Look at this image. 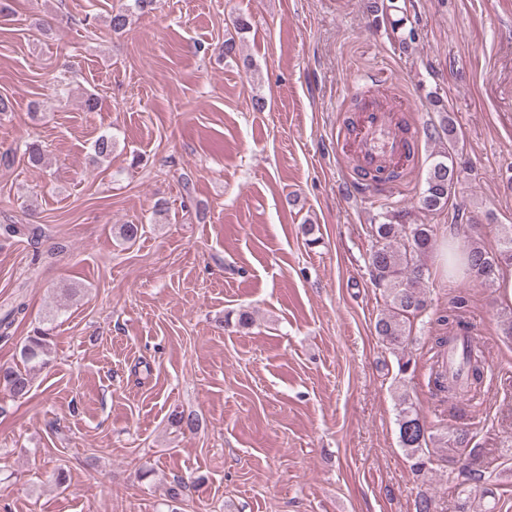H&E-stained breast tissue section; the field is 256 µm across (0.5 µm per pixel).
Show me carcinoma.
Listing matches in <instances>:
<instances>
[{"label":"carcinoma","instance_id":"cac0c4a2","mask_svg":"<svg viewBox=\"0 0 512 512\" xmlns=\"http://www.w3.org/2000/svg\"><path fill=\"white\" fill-rule=\"evenodd\" d=\"M156 0H130L125 7L109 16V27L114 32L124 30L134 13L145 14L153 10ZM440 128L448 136V149L438 152L428 167L423 187L418 193V208L430 215L451 207V223L460 227L470 226L469 236L463 241L466 255L464 277L480 284L496 280L499 266L512 264V225L503 224L499 233V249L486 251L477 239L478 225L471 223L466 209L453 202L460 171L467 169L468 162L454 151V119L441 112ZM112 135L100 136L94 143V155L107 159L112 155ZM372 246L367 263L374 284L381 288L386 298V309L374 324L375 335L396 356L398 375L403 377L416 369V362L406 355L414 320L427 308L423 289L428 268L423 259L434 250L435 225L408 224L399 212L381 215V221L370 225ZM470 298L463 292L448 297V310L436 318L443 331L432 337V348L443 356L448 346L461 339L468 325ZM50 327H36L20 349L23 368H0V386L15 398L25 397L31 389V371L47 364L51 341ZM487 357L478 346H468L465 356L466 379L458 382L448 377L440 363L430 368L429 380L436 394L453 406L464 404L476 408L485 398V372ZM397 424L399 442L411 461L416 477H425L430 471L431 458L426 455L428 442L433 440L426 421L421 417L410 397L402 393L397 398ZM448 448L455 449V462L464 457L469 464L455 468L456 479L471 484L476 490L492 481V472L482 465V451L473 443L469 430L457 428L439 439Z\"/></svg>","mask_w":512,"mask_h":512}]
</instances>
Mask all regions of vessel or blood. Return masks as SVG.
Masks as SVG:
<instances>
[{
	"instance_id": "b4317fda",
	"label": "vessel or blood",
	"mask_w": 512,
	"mask_h": 512,
	"mask_svg": "<svg viewBox=\"0 0 512 512\" xmlns=\"http://www.w3.org/2000/svg\"><path fill=\"white\" fill-rule=\"evenodd\" d=\"M354 162L362 180L386 176L392 166L418 149L415 136L399 132L388 109L361 113L354 133Z\"/></svg>"
}]
</instances>
